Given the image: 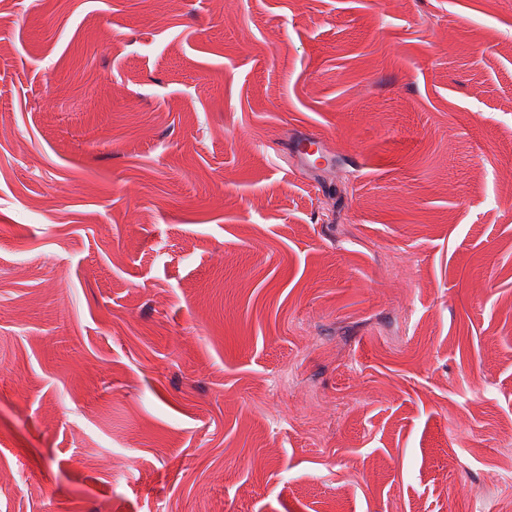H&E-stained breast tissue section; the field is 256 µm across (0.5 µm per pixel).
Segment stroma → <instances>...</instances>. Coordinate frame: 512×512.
Wrapping results in <instances>:
<instances>
[{
  "label": "stroma",
  "mask_w": 512,
  "mask_h": 512,
  "mask_svg": "<svg viewBox=\"0 0 512 512\" xmlns=\"http://www.w3.org/2000/svg\"><path fill=\"white\" fill-rule=\"evenodd\" d=\"M0 512H512V0H0Z\"/></svg>",
  "instance_id": "1"
}]
</instances>
